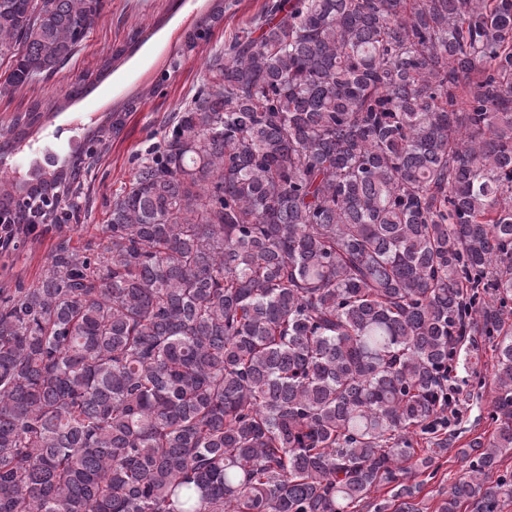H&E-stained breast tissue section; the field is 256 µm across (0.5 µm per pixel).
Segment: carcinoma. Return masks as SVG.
Returning a JSON list of instances; mask_svg holds the SVG:
<instances>
[{"mask_svg":"<svg viewBox=\"0 0 512 512\" xmlns=\"http://www.w3.org/2000/svg\"><path fill=\"white\" fill-rule=\"evenodd\" d=\"M103 8L0 0V95L57 73ZM210 72L99 241L0 289V512H357L387 485L374 512H420L403 476L448 447L473 336L493 431L436 512H503L512 0H265ZM81 152L0 178L12 234L49 199L79 217Z\"/></svg>","mask_w":512,"mask_h":512,"instance_id":"cac0c4a2","label":"carcinoma"}]
</instances>
